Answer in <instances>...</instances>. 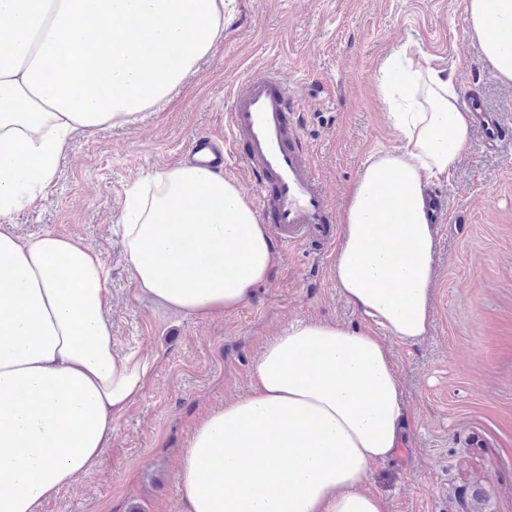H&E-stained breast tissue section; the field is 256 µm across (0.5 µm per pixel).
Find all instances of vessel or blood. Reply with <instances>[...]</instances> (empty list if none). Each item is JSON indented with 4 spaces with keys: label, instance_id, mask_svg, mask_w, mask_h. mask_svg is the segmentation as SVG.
Here are the masks:
<instances>
[{
    "label": "vessel or blood",
    "instance_id": "b4317fda",
    "mask_svg": "<svg viewBox=\"0 0 512 512\" xmlns=\"http://www.w3.org/2000/svg\"><path fill=\"white\" fill-rule=\"evenodd\" d=\"M484 143H493L504 123L483 100L467 98ZM299 101L279 75L252 70L232 89L224 149L208 157L209 140L196 146L198 163L221 167L235 161L253 175L257 206L284 248L327 247L336 234L334 208L316 171L315 158L296 120Z\"/></svg>",
    "mask_w": 512,
    "mask_h": 512
}]
</instances>
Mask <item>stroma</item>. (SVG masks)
<instances>
[{
    "mask_svg": "<svg viewBox=\"0 0 512 512\" xmlns=\"http://www.w3.org/2000/svg\"><path fill=\"white\" fill-rule=\"evenodd\" d=\"M405 44L421 49L422 66L453 71L460 93H478L512 127V82L484 61L464 0H226L223 40L168 103L75 134L50 189L13 214V230L73 235L100 251L112 342L138 349L154 371L99 460L41 512H179L175 474L195 424L247 394L265 345L302 321L362 326L332 277L335 247L281 250L255 298L197 320L138 293L118 221L136 182L182 162L196 137H223L231 88L258 67L278 71L298 97L304 137L342 206L369 154L398 144L377 77ZM481 140L472 130L437 187L447 220L437 227L428 332L388 341L408 441L371 466L367 487L389 512H512V136Z\"/></svg>",
    "mask_w": 512,
    "mask_h": 512,
    "instance_id": "stroma-1",
    "label": "stroma"
}]
</instances>
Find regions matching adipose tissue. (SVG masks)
Returning a JSON list of instances; mask_svg holds the SVG:
<instances>
[{"instance_id":"ef3b65f1","label":"adipose tissue","mask_w":512,"mask_h":512,"mask_svg":"<svg viewBox=\"0 0 512 512\" xmlns=\"http://www.w3.org/2000/svg\"><path fill=\"white\" fill-rule=\"evenodd\" d=\"M225 0H0V512H40L103 452L153 365L112 345L103 255L74 237L23 239L16 211L50 188L73 135L165 103L224 36ZM484 57L512 81V0H465ZM401 144L369 157L342 212L333 277L368 326L291 325L247 395L194 428L176 477L183 512H388L364 488L405 438L385 342L426 336L435 231L426 188L470 143L451 78L407 50L378 77ZM140 293L187 317L237 310L280 256L235 184L185 163L126 195Z\"/></svg>"}]
</instances>
